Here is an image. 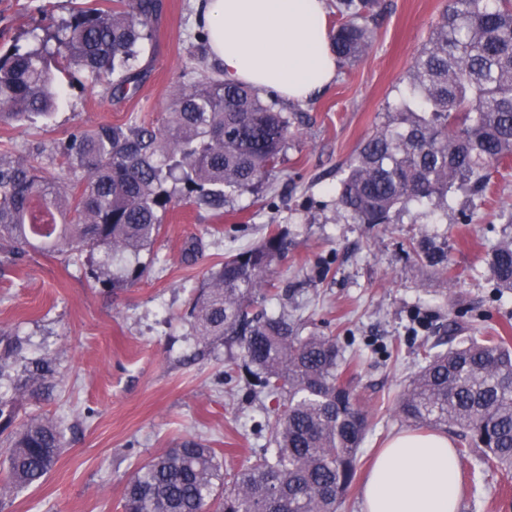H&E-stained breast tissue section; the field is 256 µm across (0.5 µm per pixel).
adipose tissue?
<instances>
[{
  "mask_svg": "<svg viewBox=\"0 0 512 512\" xmlns=\"http://www.w3.org/2000/svg\"><path fill=\"white\" fill-rule=\"evenodd\" d=\"M198 10L225 82L302 102L336 75L325 0H200ZM460 492L447 436L401 433L370 467L362 512H458Z\"/></svg>",
  "mask_w": 512,
  "mask_h": 512,
  "instance_id": "obj_1",
  "label": "adipose tissue"
}]
</instances>
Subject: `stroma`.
Wrapping results in <instances>:
<instances>
[{"label":"stroma","mask_w":512,"mask_h":512,"mask_svg":"<svg viewBox=\"0 0 512 512\" xmlns=\"http://www.w3.org/2000/svg\"><path fill=\"white\" fill-rule=\"evenodd\" d=\"M140 47L136 93L113 94L85 72L63 76L49 119L0 122V146L36 152L61 181L75 174L58 147L75 129L131 118L154 123L174 89L220 77L207 54L196 0H160ZM368 55L338 65L335 80L296 113L280 170L255 191L203 210L179 201L155 244L142 251L143 275L115 288L91 277L93 260L31 253L17 268L0 265V336L19 338L26 356L53 355L51 396L24 401L19 416L62 418L67 446L37 487L0 500V512H121L128 477L139 463L195 437L236 469L268 438L271 402L253 396L240 372H227L223 343L191 336L183 315L205 272L230 252L259 241L270 226L288 238L276 266L287 313L302 335L335 337L355 356L353 389L369 414L357 477L339 512H361L367 468L392 436L410 430L397 399L421 361L423 345L447 350L451 324L460 337L500 331L512 336V291L496 287L491 247L512 233V163L491 171L483 195L457 193L449 211L413 206L390 224H357L336 209L337 172L407 93L405 76L444 0H383ZM70 0H0V53L41 34L45 15L69 17ZM444 249L455 281L419 261L409 238ZM195 247L194 258L184 251ZM459 512H512V474L481 453L458 460Z\"/></svg>","instance_id":"stroma-1"}]
</instances>
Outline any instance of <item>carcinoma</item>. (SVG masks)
I'll use <instances>...</instances> for the list:
<instances>
[{
	"instance_id": "1",
	"label": "carcinoma",
	"mask_w": 512,
	"mask_h": 512,
	"mask_svg": "<svg viewBox=\"0 0 512 512\" xmlns=\"http://www.w3.org/2000/svg\"><path fill=\"white\" fill-rule=\"evenodd\" d=\"M380 0H336V59L355 63L374 40ZM157 0L77 6L70 18L0 54V120L47 116L58 73L78 68L98 79L121 73L115 89L138 81L134 62ZM410 99L393 121L358 147L336 187L337 210L356 224H389L414 203L448 210L452 188L480 195L494 164L512 159V0H446L408 73ZM294 117L251 90L209 78L181 87L157 126L100 124L61 145L82 177L62 183L31 156L0 150V254L13 264L27 249L69 254L104 249L117 288L140 270L126 264L157 239L174 199L215 209L276 172ZM288 251L271 229L253 247L207 272L187 313L204 344L236 345L251 385L275 400L269 446L228 475L196 438L153 456L129 478L122 512H337L357 476L367 416L342 375L350 366L335 340L302 336L272 315L271 273ZM499 288L512 291V236L489 254ZM22 347L0 338V437L7 472L0 499L40 484L65 435L58 421L21 404L52 374V359L16 373ZM400 394V415L415 426L458 430L457 452L478 449L512 470V336L470 338L422 353Z\"/></svg>"
}]
</instances>
